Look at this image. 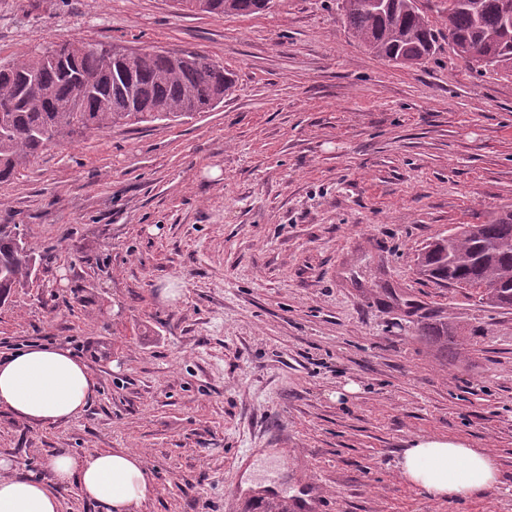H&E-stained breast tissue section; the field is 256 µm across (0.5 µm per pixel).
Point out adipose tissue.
Segmentation results:
<instances>
[{
  "label": "adipose tissue",
  "instance_id": "ef3b65f1",
  "mask_svg": "<svg viewBox=\"0 0 512 512\" xmlns=\"http://www.w3.org/2000/svg\"><path fill=\"white\" fill-rule=\"evenodd\" d=\"M87 366L69 351L27 347L0 361V406L18 419L54 424L77 416L94 393ZM53 484L17 474L10 459L0 457V512H60L56 487L76 485L88 500L108 512H138L154 494L141 454L92 452L50 457ZM403 478L430 498L465 499L498 482L493 455L467 442L419 438L404 453Z\"/></svg>",
  "mask_w": 512,
  "mask_h": 512
}]
</instances>
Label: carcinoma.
<instances>
[{
	"label": "carcinoma",
	"instance_id": "carcinoma-1",
	"mask_svg": "<svg viewBox=\"0 0 512 512\" xmlns=\"http://www.w3.org/2000/svg\"><path fill=\"white\" fill-rule=\"evenodd\" d=\"M194 14L250 15L274 0H175ZM451 46L460 59L512 73V0H447ZM348 30L369 53L407 67L425 64L440 34L418 0H340ZM233 88L224 64L204 52L147 51L118 44L65 41L0 69V182H8L49 145L92 131L180 121L215 108ZM420 272L486 289V303L512 308V214L461 224L434 239ZM36 257L17 224H0V303L34 277ZM448 348V325L420 327Z\"/></svg>",
	"mask_w": 512,
	"mask_h": 512
}]
</instances>
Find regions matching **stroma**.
I'll return each mask as SVG.
<instances>
[{"instance_id": "35a3bbf8", "label": "stroma", "mask_w": 512, "mask_h": 512, "mask_svg": "<svg viewBox=\"0 0 512 512\" xmlns=\"http://www.w3.org/2000/svg\"><path fill=\"white\" fill-rule=\"evenodd\" d=\"M206 52L235 86L195 118L50 146L0 183L37 258L0 304V358L68 350L96 390L52 425L0 408V455L51 481L60 452L132 450L143 512H512V309L416 269L427 242L512 211V75L448 45L367 52L337 0L248 16L174 0H0V69L67 39ZM445 323L440 351L419 335ZM490 449L499 481L430 498L419 437ZM275 460L241 489V463ZM276 457V453L271 448L262 449L255 458L249 462L243 461V482L241 484L243 491L259 489L254 481V475L259 467L260 461L271 460Z\"/></svg>"}]
</instances>
